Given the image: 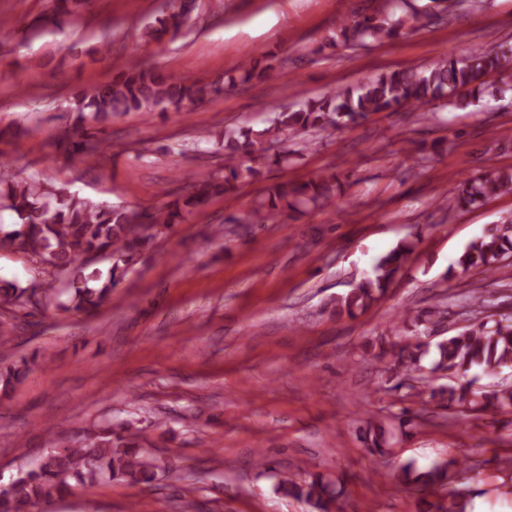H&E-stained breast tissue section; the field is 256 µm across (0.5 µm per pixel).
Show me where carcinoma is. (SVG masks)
<instances>
[{"label":"carcinoma","mask_w":512,"mask_h":512,"mask_svg":"<svg viewBox=\"0 0 512 512\" xmlns=\"http://www.w3.org/2000/svg\"><path fill=\"white\" fill-rule=\"evenodd\" d=\"M86 0H53L51 13L30 21H0V31L13 28L22 38L39 35L55 26L62 16L77 13ZM437 12H408V20L424 28L448 16L456 0H435ZM195 9V0H165L154 21L147 24L143 36L161 42L163 35L177 38ZM407 12V0H383L378 15L356 18L341 29L340 43L366 46L392 39L399 34L403 20L396 11ZM276 67L262 68L246 61L238 67V76L229 84H246L254 79H271ZM499 75L512 78V51L476 49L465 57L450 56L430 68H401L382 72L355 86L332 89L319 97L296 105H285L273 112L267 127L255 130L248 125L226 128L204 138L205 143L224 151V176L201 180L181 199L166 202L151 210L135 211L121 205L97 203L36 177L18 178L0 164V208L12 212L13 228L0 226V247L24 253L33 273L29 283L0 286V307L36 310L50 305L60 311H77L87 315L97 311L112 295L125 272L146 254L162 230L178 223L182 212L206 204L214 197L235 194L243 176L258 174L255 168H241L244 155H257L277 165H288L286 150L270 153L277 144L299 138L311 148L314 131L338 129L381 112L412 108L432 111L438 101L484 97L488 78ZM223 92L214 83L185 85L147 60L128 62L111 80L77 88L69 99L72 132L58 147L69 160L89 161L95 155L112 151V139L103 124L129 112L150 115L170 108L181 110L210 101ZM334 173L319 174L303 182H283L271 187L268 196L240 216L235 224H265L286 214L293 216L311 205H324L342 191ZM501 193H512V171H496L481 178H467L452 190V199L440 200L445 207L453 202L457 208L476 205ZM409 243H400L378 258L370 274L353 288L336 298L332 312L338 317L354 318L385 296L401 271ZM512 255V221L494 224L470 241L449 264L444 280L462 279L474 269L493 274L502 269L501 261ZM111 262L107 272L91 267L97 258ZM472 308V322L462 331L431 344L424 340L447 318L448 296L441 295L431 306L401 317L407 341L399 346L386 372L391 389L407 386L413 374L423 368L438 375L443 383L434 385L423 379L430 401L448 411L451 418L461 419L469 410L493 413L512 408V385L499 389L477 390L473 382L462 377L478 369L498 377L512 372V317H480L491 299L471 293L466 297ZM29 370L27 359L0 368V383L8 386ZM135 434H124L112 426H93L83 430L80 439L49 438L50 451L37 467L17 476L11 488L0 494V512H33L43 503L62 498L70 490L68 479L92 483L104 476L131 484H149L156 478L158 465L137 451ZM365 441L380 455L386 453L385 431L367 429ZM458 465L455 460L436 463L420 470L412 463L402 466L398 479L404 485H417L421 491L442 488L448 483V471ZM275 491L306 502L313 512H342L341 491L319 475L305 478L292 474L279 476ZM447 503L428 505L424 512H468L470 501L464 490L451 491Z\"/></svg>","instance_id":"cac0c4a2"}]
</instances>
